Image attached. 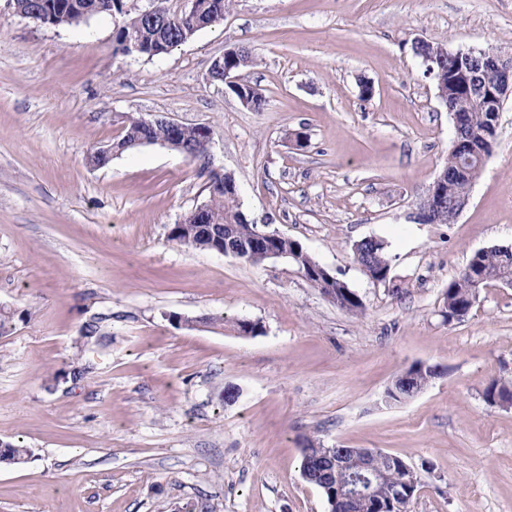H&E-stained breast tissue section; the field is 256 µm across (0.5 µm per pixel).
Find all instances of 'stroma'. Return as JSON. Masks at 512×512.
<instances>
[{
    "label": "stroma",
    "mask_w": 512,
    "mask_h": 512,
    "mask_svg": "<svg viewBox=\"0 0 512 512\" xmlns=\"http://www.w3.org/2000/svg\"><path fill=\"white\" fill-rule=\"evenodd\" d=\"M120 24L46 25L0 0V307L14 315L0 441L33 451L0 466V512H327L301 476L308 442L401 458L423 477L409 512H512V408L484 398L512 378V286L444 316L472 255L512 245V100L463 211L418 223L455 129L411 50L512 53V0H233L222 24L153 59L117 51ZM230 47L255 56L241 77L264 111L208 81ZM128 114L208 126L209 151L145 145L90 168ZM214 168L249 221L298 241L363 313L287 262L170 242ZM367 237L386 245V282L355 261ZM93 321L106 349L82 340ZM77 361L94 373L72 379ZM420 363L440 376L386 402ZM427 367L419 364L402 372L387 389V400L402 403L418 395L424 389V386L419 383V375Z\"/></svg>",
    "instance_id": "obj_1"
}]
</instances>
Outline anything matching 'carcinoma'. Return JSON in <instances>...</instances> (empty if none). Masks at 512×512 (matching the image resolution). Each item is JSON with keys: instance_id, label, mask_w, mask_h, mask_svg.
<instances>
[{"instance_id": "cac0c4a2", "label": "carcinoma", "mask_w": 512, "mask_h": 512, "mask_svg": "<svg viewBox=\"0 0 512 512\" xmlns=\"http://www.w3.org/2000/svg\"><path fill=\"white\" fill-rule=\"evenodd\" d=\"M41 2L50 10L68 17L69 26H78L98 15L120 16L122 25L116 32V41H122L127 33L137 35L142 40V52L139 56L148 59L163 54V46L158 43V39H163L171 48L178 46L191 39L197 29L221 24L224 21V13L231 6V0H197L199 28L195 29L191 26L190 20L184 18V13L177 12L169 6L170 0H150L152 5L148 10L140 7L138 0H115V6L112 8L109 7L110 0H16L26 15L38 10ZM413 53L419 58L431 55L443 71L452 70V63L448 60V47L441 42L421 44L413 49ZM450 101L457 111L467 116L469 125L476 131L482 133L489 129V113L477 106L474 97L459 90L450 95ZM484 164L485 161L476 156L461 163L457 152L449 151L445 166L448 167L450 193L459 197L468 195L473 180L477 178ZM241 212L238 194L229 190L211 191L205 202L206 224H176L170 232L169 240L179 246L210 251L212 239L205 234L204 228L214 227L222 230L224 225L236 221ZM365 250L379 271L385 272L390 269V259L383 241L368 244ZM469 268L479 278L481 286L498 283L503 272L512 268V254H485L476 260H470ZM463 280L465 277L461 275L448 284L446 310L468 309V302L462 292ZM485 394L488 397L496 395L503 399L511 398L512 380H492ZM31 455L30 449L7 442L5 447L0 449V464H22ZM397 486L409 488L414 495L421 486V477L415 471H391L378 496L388 498Z\"/></svg>"}]
</instances>
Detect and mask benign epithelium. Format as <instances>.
Wrapping results in <instances>:
<instances>
[{"label":"benign epithelium","mask_w":512,"mask_h":512,"mask_svg":"<svg viewBox=\"0 0 512 512\" xmlns=\"http://www.w3.org/2000/svg\"><path fill=\"white\" fill-rule=\"evenodd\" d=\"M237 55H239L237 48H226L224 56L215 59L213 67L223 72L225 87L235 94L245 107L252 109L255 106V97L260 95V92L256 87L241 80L240 68L236 64L224 65V57L231 58ZM448 56L456 60V71H458L461 85L470 88L474 86L472 80L478 79V84L474 86L477 90V102L484 111L499 114L497 106L500 103L501 91L507 89L512 92V55L489 49L450 50ZM450 114L455 128L453 149L462 154L483 150L487 135L475 136L462 114L453 110ZM168 125L173 130L172 140L163 142L162 146L179 152L187 158L193 157L198 150L204 152L208 150L212 139V133L208 127L196 126L199 133L198 141L190 146L179 139V132L185 128V125L173 121L168 122ZM151 143L153 140L147 132L142 130L106 145L103 151L120 155L128 149ZM466 203L465 198L448 200V172L442 171L435 177L426 195L418 204L415 219L421 223L434 224L442 209L447 207L457 215ZM279 239L278 232L258 227L254 231L252 240L248 242L238 237L236 225L226 224L223 241L215 245L213 251L225 256L241 257L250 254L253 250H260L269 260H286L297 267L301 266L302 251L297 247L281 248ZM302 276L339 307L344 305V298L350 296L348 286L320 264L306 269L302 272ZM425 369V365L419 364L402 372L387 389V400L402 403L418 395L424 389V386L419 383V375ZM356 453L362 456L360 480L350 481L345 478V475L348 473L350 456ZM308 454L316 458L324 457L327 460L321 486L329 494L328 512H334L338 503L342 504L347 512L371 507L376 485L385 478V471L381 464L384 463L391 468L397 460V457L391 454L370 449L316 448L308 450Z\"/></svg>","instance_id":"7a95c632"}]
</instances>
